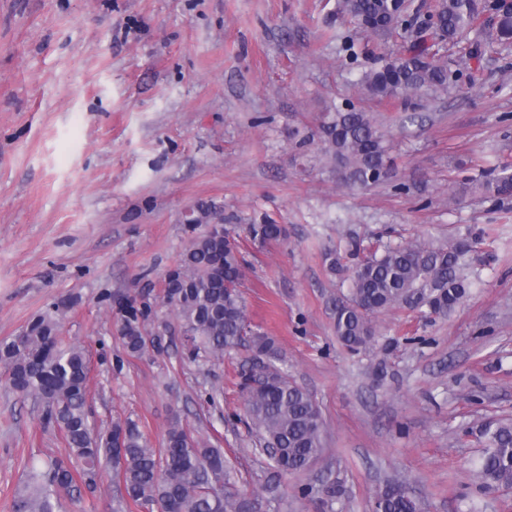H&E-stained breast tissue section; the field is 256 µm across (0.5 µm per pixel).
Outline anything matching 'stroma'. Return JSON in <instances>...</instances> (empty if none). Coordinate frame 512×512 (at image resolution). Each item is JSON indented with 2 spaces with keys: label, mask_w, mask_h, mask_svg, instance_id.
<instances>
[{
  "label": "stroma",
  "mask_w": 512,
  "mask_h": 512,
  "mask_svg": "<svg viewBox=\"0 0 512 512\" xmlns=\"http://www.w3.org/2000/svg\"><path fill=\"white\" fill-rule=\"evenodd\" d=\"M497 25L481 18L490 46L466 60L477 88L422 93L411 123L354 85L406 34H365L336 0H0V342L55 311L65 343L87 350L94 426L134 422L159 448L180 417L223 449L239 488L260 490L264 512H371L395 479L422 512H512V487L482 491L474 473L481 426L512 421V198L462 185L512 164V45ZM333 103L386 131L391 181L337 182L316 135ZM200 203L288 230L238 240L248 317L324 422L321 457L281 481L230 384L242 355L189 360L164 308L143 352L115 335L112 298L160 289ZM379 240L465 243L476 283L446 314L390 309L352 353L334 332L346 288L325 252L349 266ZM68 454L0 365V512H14L31 465ZM322 483L341 496L302 495ZM61 512L142 510L107 466Z\"/></svg>",
  "instance_id": "1"
}]
</instances>
